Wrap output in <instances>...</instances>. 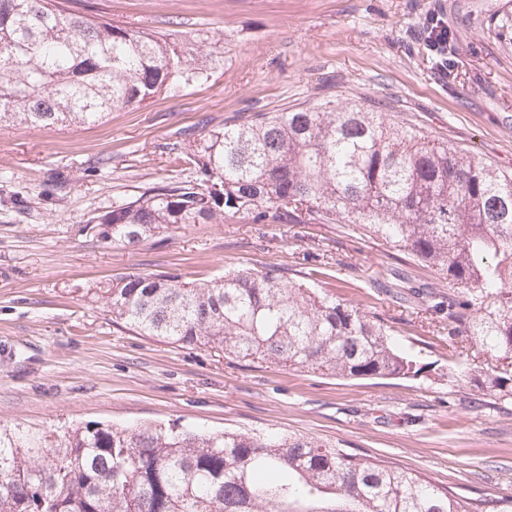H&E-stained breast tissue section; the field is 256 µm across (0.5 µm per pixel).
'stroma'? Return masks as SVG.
<instances>
[{
	"label": "stroma",
	"instance_id": "1",
	"mask_svg": "<svg viewBox=\"0 0 512 512\" xmlns=\"http://www.w3.org/2000/svg\"><path fill=\"white\" fill-rule=\"evenodd\" d=\"M113 22L207 38L222 62L91 127L0 129V427L47 433L78 422L180 423L212 432L302 434L417 471L468 499L512 498V402L451 386L454 363L490 364L424 311L379 295L377 314L430 366L406 380H345L234 363L142 336L92 288L127 274L208 280L244 264L360 301L382 278L383 246L335 224H195L136 246L84 222L168 177L163 152L240 113L326 99L388 101L429 139L512 171V0H91ZM453 34L436 70L427 14Z\"/></svg>",
	"mask_w": 512,
	"mask_h": 512
}]
</instances>
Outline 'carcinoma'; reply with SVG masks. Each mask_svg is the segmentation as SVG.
<instances>
[{
	"label": "carcinoma",
	"instance_id": "carcinoma-1",
	"mask_svg": "<svg viewBox=\"0 0 512 512\" xmlns=\"http://www.w3.org/2000/svg\"><path fill=\"white\" fill-rule=\"evenodd\" d=\"M70 0H0V128L94 125L153 99L169 81L209 76L206 40L159 35L85 14ZM200 173L167 178L90 217L125 245L189 224H342L438 273L448 291L400 298L487 355L491 371L454 366L448 381L512 401V173L428 140L374 100H325L254 112L204 130L182 157ZM145 336L230 361L346 379L423 371L388 320L274 266L207 281L136 274L95 289ZM421 474L309 437L193 426L88 422L61 434L0 429V512H490Z\"/></svg>",
	"mask_w": 512,
	"mask_h": 512
}]
</instances>
